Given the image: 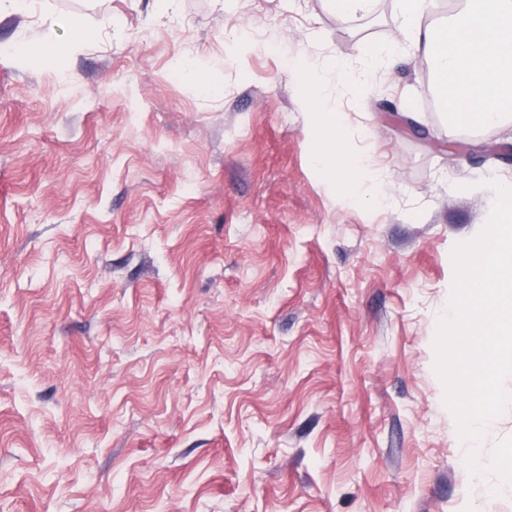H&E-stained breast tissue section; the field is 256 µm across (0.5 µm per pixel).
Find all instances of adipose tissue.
<instances>
[{
  "mask_svg": "<svg viewBox=\"0 0 512 512\" xmlns=\"http://www.w3.org/2000/svg\"><path fill=\"white\" fill-rule=\"evenodd\" d=\"M430 0H401L414 47L432 63L435 91L449 117L478 128L512 119V0H455L438 25L427 18ZM321 131L317 160L336 170L348 189L362 168L344 145L337 113L321 103L318 77L303 85Z\"/></svg>",
  "mask_w": 512,
  "mask_h": 512,
  "instance_id": "obj_1",
  "label": "adipose tissue"
}]
</instances>
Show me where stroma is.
I'll return each instance as SVG.
<instances>
[{
    "label": "stroma",
    "mask_w": 512,
    "mask_h": 512,
    "mask_svg": "<svg viewBox=\"0 0 512 512\" xmlns=\"http://www.w3.org/2000/svg\"><path fill=\"white\" fill-rule=\"evenodd\" d=\"M488 144L512 126L437 105L399 0L1 14L0 512H512V406L469 464L434 372L451 252L512 185ZM302 90L308 101L310 112L315 115L321 131L316 159L336 170L340 178V189L346 191L353 178L362 169V162L352 156L345 147L337 113L330 112L322 106L318 77L311 76L305 81Z\"/></svg>",
    "instance_id": "35a3bbf8"
}]
</instances>
